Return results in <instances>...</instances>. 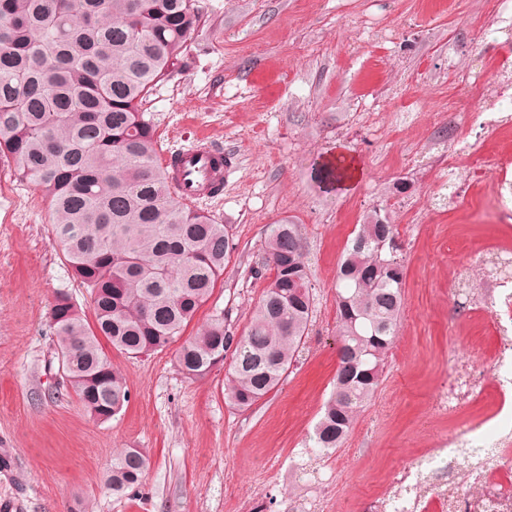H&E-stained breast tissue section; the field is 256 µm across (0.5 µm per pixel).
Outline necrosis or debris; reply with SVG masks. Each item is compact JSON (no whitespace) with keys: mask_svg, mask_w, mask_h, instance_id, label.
I'll use <instances>...</instances> for the list:
<instances>
[{"mask_svg":"<svg viewBox=\"0 0 512 512\" xmlns=\"http://www.w3.org/2000/svg\"><path fill=\"white\" fill-rule=\"evenodd\" d=\"M486 271L484 287L473 285ZM455 294L497 340L490 371L461 365L435 402L453 427L367 497V512H512V247L478 250L454 272ZM489 408L462 418L473 399Z\"/></svg>","mask_w":512,"mask_h":512,"instance_id":"obj_1","label":"necrosis or debris"}]
</instances>
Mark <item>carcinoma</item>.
<instances>
[{
	"instance_id": "obj_1",
	"label": "carcinoma",
	"mask_w": 512,
	"mask_h": 512,
	"mask_svg": "<svg viewBox=\"0 0 512 512\" xmlns=\"http://www.w3.org/2000/svg\"><path fill=\"white\" fill-rule=\"evenodd\" d=\"M200 18L198 0H0V161L51 199V236L90 295L94 323L59 293L50 328L63 377L85 411L106 421L130 392L102 341L132 358L168 349L234 250L226 225L180 203L143 111ZM399 252L397 225L374 213L340 259L338 365L310 436L322 454L342 447L380 384L404 306ZM261 267L270 282L244 333L234 335L217 310L174 359L185 378L200 380L232 352L224 391L242 410L295 365L313 316L298 225H270ZM146 464L140 449H123L106 485L136 490Z\"/></svg>"
}]
</instances>
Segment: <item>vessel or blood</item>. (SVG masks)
<instances>
[{
	"instance_id": "b4317fda",
	"label": "vessel or blood",
	"mask_w": 512,
	"mask_h": 512,
	"mask_svg": "<svg viewBox=\"0 0 512 512\" xmlns=\"http://www.w3.org/2000/svg\"><path fill=\"white\" fill-rule=\"evenodd\" d=\"M165 165L182 198L204 202L224 185V150L204 137L165 155Z\"/></svg>"
}]
</instances>
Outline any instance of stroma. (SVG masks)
I'll return each mask as SVG.
<instances>
[{"label":"stroma","instance_id":"1","mask_svg":"<svg viewBox=\"0 0 512 512\" xmlns=\"http://www.w3.org/2000/svg\"><path fill=\"white\" fill-rule=\"evenodd\" d=\"M197 33L143 110L158 150L198 136L223 146L224 193L205 211L236 248L193 336L213 309L241 334L269 284L258 273L269 225L298 224L314 313L299 362L246 411L224 397L227 366L184 378L174 349L112 352L131 393L115 419L94 421L60 370L50 308L65 291L89 294L49 233V198L0 163V501L18 512H281L307 481L325 478L331 512H366L370 491L447 434L432 409L455 360L487 337L462 314L453 273L470 251L512 242L491 184L449 183L440 164L456 143L512 155V110L496 127L465 125L461 81L512 85V19L492 0H199ZM357 172L337 186L331 163ZM388 211L405 265L404 314L380 385L344 444L314 456L309 436L336 371L337 265L357 224ZM147 459L135 493L105 487L114 453Z\"/></svg>","mask_w":512,"mask_h":512}]
</instances>
